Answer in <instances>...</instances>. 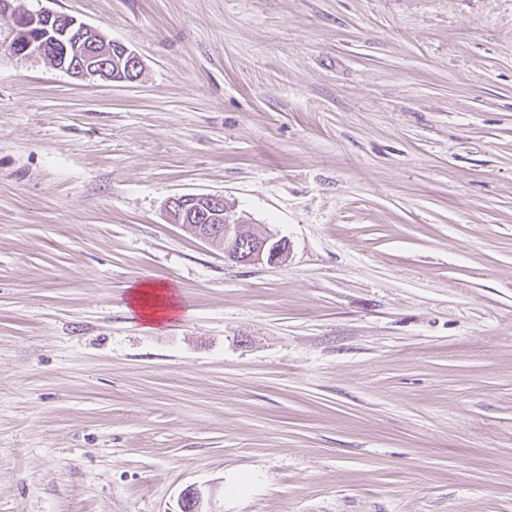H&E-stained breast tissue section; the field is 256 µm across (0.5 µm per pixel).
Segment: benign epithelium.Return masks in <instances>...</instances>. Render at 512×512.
Here are the masks:
<instances>
[{
    "label": "benign epithelium",
    "instance_id": "obj_1",
    "mask_svg": "<svg viewBox=\"0 0 512 512\" xmlns=\"http://www.w3.org/2000/svg\"><path fill=\"white\" fill-rule=\"evenodd\" d=\"M0 12L12 19L9 49L17 56L41 57L75 78L132 82L138 77L141 62L133 51L72 15L50 9L31 11L25 0H0ZM43 35L52 36V42H41ZM165 210L171 223L210 245H220L224 260L231 264L276 263L288 255L286 239L257 234L248 219L224 203L222 195H177L167 200ZM181 512H202L197 489L183 491Z\"/></svg>",
    "mask_w": 512,
    "mask_h": 512
}]
</instances>
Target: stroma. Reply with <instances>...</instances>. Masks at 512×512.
Returning <instances> with one entry per match:
<instances>
[{"mask_svg":"<svg viewBox=\"0 0 512 512\" xmlns=\"http://www.w3.org/2000/svg\"><path fill=\"white\" fill-rule=\"evenodd\" d=\"M0 15V512H512V0H27ZM220 194L286 261L169 222ZM177 287L157 330L128 287ZM25 2H0V12L9 14L13 22V38L9 43L13 54L41 57L75 78L136 80L141 62L126 46L108 40L72 15L50 9L31 11ZM40 34L51 35L52 42L39 45Z\"/></svg>","mask_w":512,"mask_h":512,"instance_id":"stroma-1","label":"stroma"}]
</instances>
